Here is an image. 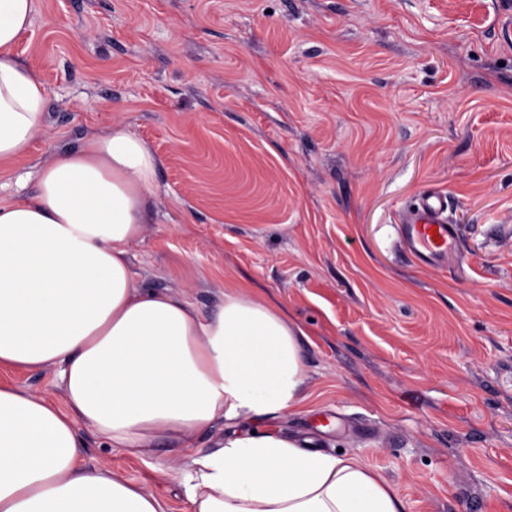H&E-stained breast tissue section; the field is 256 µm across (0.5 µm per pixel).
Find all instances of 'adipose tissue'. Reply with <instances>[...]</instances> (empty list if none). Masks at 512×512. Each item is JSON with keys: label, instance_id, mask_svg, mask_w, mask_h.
I'll return each instance as SVG.
<instances>
[{"label": "adipose tissue", "instance_id": "1", "mask_svg": "<svg viewBox=\"0 0 512 512\" xmlns=\"http://www.w3.org/2000/svg\"><path fill=\"white\" fill-rule=\"evenodd\" d=\"M34 0H0V164L44 130L49 89L14 52ZM158 160L120 124L61 150L35 193L0 203V365L55 368L62 402L0 385V512H166L155 494L83 463V431L185 461L189 512H403L356 456L251 426L295 406L304 330L243 286L202 313L137 284L130 250L152 218ZM245 420L214 437L216 420ZM209 447L194 450L197 437Z\"/></svg>", "mask_w": 512, "mask_h": 512}]
</instances>
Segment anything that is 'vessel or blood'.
<instances>
[{
	"instance_id": "vessel-or-blood-1",
	"label": "vessel or blood",
	"mask_w": 512,
	"mask_h": 512,
	"mask_svg": "<svg viewBox=\"0 0 512 512\" xmlns=\"http://www.w3.org/2000/svg\"><path fill=\"white\" fill-rule=\"evenodd\" d=\"M400 234L407 251L419 262L446 265L457 246L458 233L448 221V194L425 187L400 218Z\"/></svg>"
}]
</instances>
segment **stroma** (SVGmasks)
<instances>
[{
    "instance_id": "35a3bbf8",
    "label": "stroma",
    "mask_w": 512,
    "mask_h": 512,
    "mask_svg": "<svg viewBox=\"0 0 512 512\" xmlns=\"http://www.w3.org/2000/svg\"><path fill=\"white\" fill-rule=\"evenodd\" d=\"M17 52L50 95L1 201L124 124L160 159L138 283L204 311L246 286L306 332L301 402L263 424L359 455L404 512H512L506 0H35ZM430 184L459 233L435 268L399 236ZM0 384L62 399L49 369ZM84 439L88 466L185 512L173 453Z\"/></svg>"
}]
</instances>
